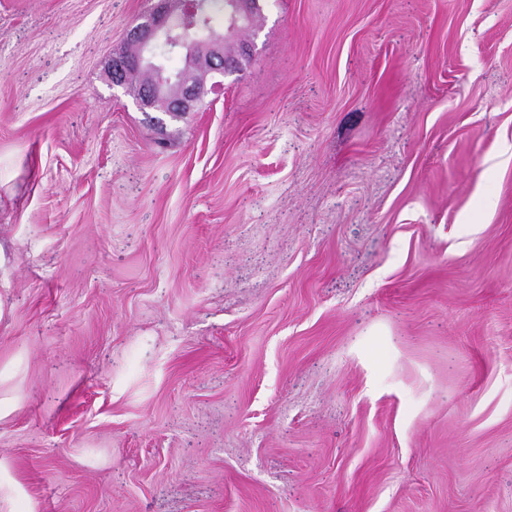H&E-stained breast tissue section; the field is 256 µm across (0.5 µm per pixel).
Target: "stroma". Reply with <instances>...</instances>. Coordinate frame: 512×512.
Masks as SVG:
<instances>
[{
  "instance_id": "1",
  "label": "stroma",
  "mask_w": 512,
  "mask_h": 512,
  "mask_svg": "<svg viewBox=\"0 0 512 512\" xmlns=\"http://www.w3.org/2000/svg\"><path fill=\"white\" fill-rule=\"evenodd\" d=\"M260 5L0 0V512H512V0ZM227 0H205L202 25L203 0H159L158 6L127 31V41L135 44L138 51L113 55L109 64L112 86L126 88L136 96L142 112L151 110L156 99L167 103L166 114L172 117L193 112L194 103L210 90L219 88L222 82L216 76L233 73L238 65L237 57L227 56L224 38L197 39L214 34L212 21L216 15H224L228 23ZM202 25V26H201ZM201 26V27H200ZM176 56L183 64L182 75L175 78L164 76L162 59ZM145 76L149 82L131 87L133 76ZM233 5V13L231 15V24L229 31L234 33L240 27L249 24L253 15L258 10L257 0H229Z\"/></svg>"
}]
</instances>
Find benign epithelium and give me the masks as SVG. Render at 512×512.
<instances>
[{
    "mask_svg": "<svg viewBox=\"0 0 512 512\" xmlns=\"http://www.w3.org/2000/svg\"><path fill=\"white\" fill-rule=\"evenodd\" d=\"M203 0H159L158 6L127 31V41L137 46L131 56H112L109 77L112 85L134 93L141 111L153 108L154 101H166V113L178 117L194 110V103L207 88L222 83L216 77L232 73L237 58L227 56L224 38L197 39L193 32L202 25ZM233 5L230 32L249 24L258 10L257 0H230ZM176 56L182 74L164 76L162 59Z\"/></svg>",
    "mask_w": 512,
    "mask_h": 512,
    "instance_id": "benign-epithelium-1",
    "label": "benign epithelium"
}]
</instances>
